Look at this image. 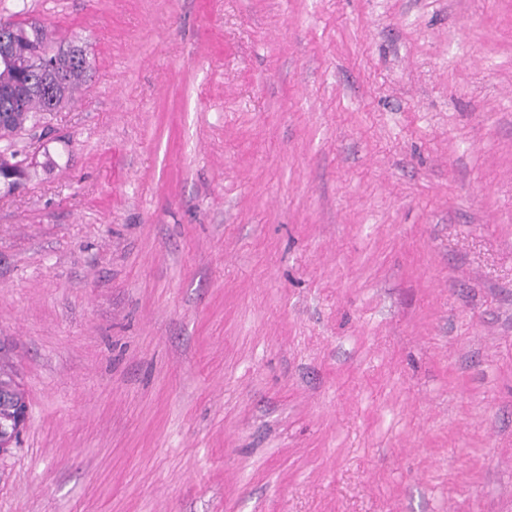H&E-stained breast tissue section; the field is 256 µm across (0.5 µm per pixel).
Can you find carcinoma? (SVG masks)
Segmentation results:
<instances>
[{"instance_id":"1","label":"carcinoma","mask_w":512,"mask_h":512,"mask_svg":"<svg viewBox=\"0 0 512 512\" xmlns=\"http://www.w3.org/2000/svg\"><path fill=\"white\" fill-rule=\"evenodd\" d=\"M25 11L0 20V31L15 52L0 58V180L14 186L29 177L28 166L16 148L15 136L38 127L41 115L63 109L72 94L91 78L92 66L76 46L49 47L46 29L27 18ZM25 404L11 374L0 368V422L11 431L19 406Z\"/></svg>"}]
</instances>
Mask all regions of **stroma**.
Returning a JSON list of instances; mask_svg holds the SVG:
<instances>
[{
    "label": "stroma",
    "mask_w": 512,
    "mask_h": 512,
    "mask_svg": "<svg viewBox=\"0 0 512 512\" xmlns=\"http://www.w3.org/2000/svg\"><path fill=\"white\" fill-rule=\"evenodd\" d=\"M22 9L0 512H512V0ZM0 31L15 45L14 53L0 58V139L6 142L0 149V181L14 186L29 177L15 136L37 128L44 112L63 109L92 77V66L77 46L50 49L46 29L28 18L1 19ZM8 39L0 37L3 56L12 49ZM20 405H26L11 374L0 368V422L11 432L14 416Z\"/></svg>",
    "instance_id": "stroma-1"
}]
</instances>
